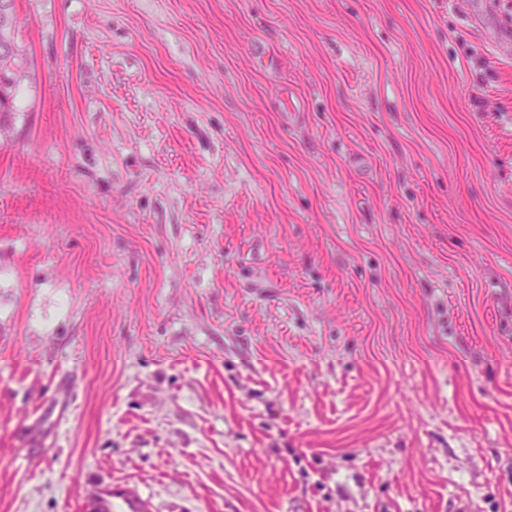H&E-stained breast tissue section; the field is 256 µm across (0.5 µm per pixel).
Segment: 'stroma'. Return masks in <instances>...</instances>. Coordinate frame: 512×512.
<instances>
[{
    "label": "stroma",
    "mask_w": 512,
    "mask_h": 512,
    "mask_svg": "<svg viewBox=\"0 0 512 512\" xmlns=\"http://www.w3.org/2000/svg\"><path fill=\"white\" fill-rule=\"evenodd\" d=\"M14 5L0 512H512V43L463 0ZM95 507L99 512H151L149 502L135 489L130 487H114L112 496L97 501Z\"/></svg>",
    "instance_id": "obj_1"
}]
</instances>
